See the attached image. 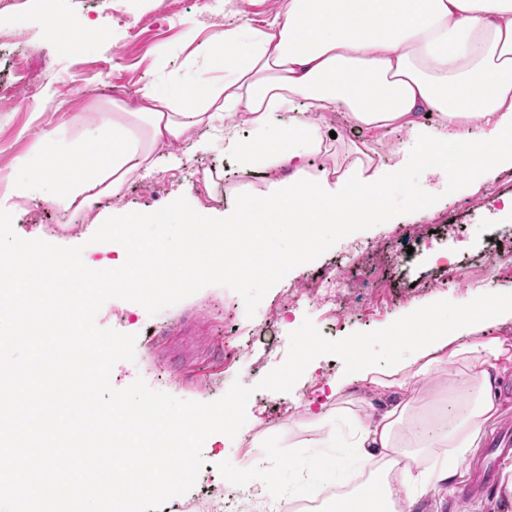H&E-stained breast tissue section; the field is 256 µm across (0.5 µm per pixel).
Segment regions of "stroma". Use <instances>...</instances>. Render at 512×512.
<instances>
[{"label": "stroma", "instance_id": "stroma-1", "mask_svg": "<svg viewBox=\"0 0 512 512\" xmlns=\"http://www.w3.org/2000/svg\"><path fill=\"white\" fill-rule=\"evenodd\" d=\"M112 2L125 5L133 34L121 35L102 24L93 0H58L67 29L89 20L100 24L98 38L64 53L58 43L67 30L50 32L49 19L33 12L31 0H0V13L17 19L16 26L0 28V41L15 50L37 45L56 67L49 81L30 92L0 58V84H14L20 99L14 109L0 112V196L19 174L17 159L38 157L39 130H54L72 141L82 132L77 112L111 111L113 101H125L127 94L148 86L174 96L184 83L209 79L200 47L227 27L245 22L265 26L279 6V0H254L242 16L216 0H158L147 12L141 0ZM321 124L336 134L330 145L340 164H348L359 149L380 164L402 166L380 203L382 225L349 235L316 260L295 267L251 318L241 296L222 286L206 287L154 316L120 299L106 302L96 316L99 327L136 337L134 361H119L112 369L114 388L141 378L153 390L203 403L218 400L236 382L254 390L246 424L235 438L214 434L206 440L205 465L195 486L170 499L161 512H229L236 490L227 476L232 466L246 463L252 466V489L244 500L245 512H269L266 487L272 479L291 501L301 502L305 496L296 487L302 479L335 467L349 454L341 442L326 439L337 420L380 414L405 401L414 405L421 421L453 416L456 401L448 390L466 380L459 363L426 380L402 375L382 389L345 374L339 358L323 355L292 391L258 389V382L285 362L289 335L304 319H311L326 337L340 339L385 328L439 300L463 304L486 293H512V274H483L501 250L512 251V220L501 212L503 197L512 195V169L479 184L456 166L434 175L404 161L398 148L406 133L392 131L374 142L340 109L325 113ZM268 184L266 177L242 174L232 155L211 145L191 151L181 167L159 164L150 176L131 180L120 198L103 200L97 210L107 216L116 209L155 216V223L139 226V237L161 240L167 255H179L186 247L181 211L221 212L234 195H250ZM109 238V225L67 219L38 201L21 203L15 213L0 216V245L22 242L36 250L76 253L94 261L105 282L112 278L116 257ZM348 255L355 259L348 270L355 286L343 299L342 315L334 316L305 291L316 277L335 275L340 259ZM455 268L478 278L477 287H431L440 270ZM291 292L299 298L289 304L285 297ZM335 382L342 388L334 396L330 386ZM307 403L314 415L305 420L301 413Z\"/></svg>", "mask_w": 512, "mask_h": 512}]
</instances>
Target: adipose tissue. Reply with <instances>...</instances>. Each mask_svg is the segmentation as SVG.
Here are the masks:
<instances>
[{"label": "adipose tissue", "instance_id": "ef3b65f1", "mask_svg": "<svg viewBox=\"0 0 512 512\" xmlns=\"http://www.w3.org/2000/svg\"><path fill=\"white\" fill-rule=\"evenodd\" d=\"M204 55L212 79L169 98L147 87L133 107L83 112L85 130L69 147L41 159L35 175L12 182L0 208L40 200L59 213L97 224L96 203L122 195L128 182L149 174L160 157L179 166L183 151L203 147L205 134H223L224 149L242 173L255 169L291 176L266 191L236 199L223 215L182 217L191 245L172 264L142 267L139 254L162 256L159 242L139 239L135 227L147 214L120 213L110 242L130 260L113 273L112 285L149 293L185 282L216 261L225 277L244 273L239 257L258 253L275 225L308 229L317 224H376L381 213L360 206L379 199L394 171L354 160L346 170L312 174V157L334 160L320 115L343 108L355 127L374 136L406 131L417 161L447 171L462 148L475 181L512 168V0H280L264 27L235 26L218 32ZM422 112L434 113L429 123ZM250 130L241 138L237 127ZM8 302L10 331L35 334L44 322H74L101 283L80 256L18 246ZM388 346L409 349L387 369L359 362L364 380L389 387L406 369L429 377L440 366L463 361L471 380L458 411L442 434L448 456L424 460L429 429L399 403L381 415L355 417L349 465L368 468L370 449L388 456V468L368 469L364 486L337 499V512H411L417 493L441 492L457 461L483 426L497 417L492 394L498 373L512 369V347L502 342L452 346L447 335L419 321Z\"/></svg>", "mask_w": 512, "mask_h": 512}]
</instances>
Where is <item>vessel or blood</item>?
<instances>
[{
    "label": "vessel or blood",
    "instance_id": "b4317fda",
    "mask_svg": "<svg viewBox=\"0 0 512 512\" xmlns=\"http://www.w3.org/2000/svg\"><path fill=\"white\" fill-rule=\"evenodd\" d=\"M512 459V424L504 423L486 439L462 481V496L470 500L490 497L496 490L501 467Z\"/></svg>",
    "mask_w": 512,
    "mask_h": 512
}]
</instances>
